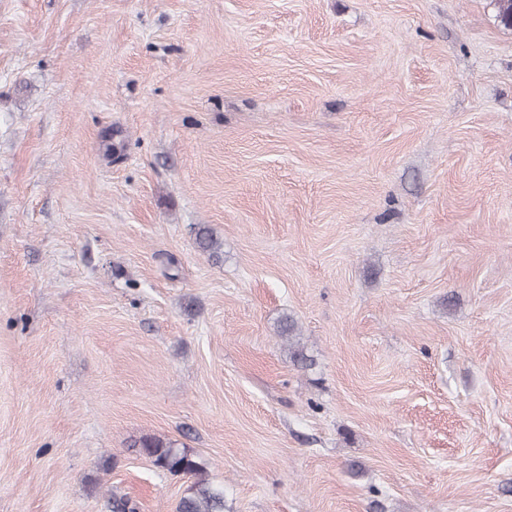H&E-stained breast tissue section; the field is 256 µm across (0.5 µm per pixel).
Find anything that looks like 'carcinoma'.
<instances>
[{
    "label": "carcinoma",
    "instance_id": "cac0c4a2",
    "mask_svg": "<svg viewBox=\"0 0 512 512\" xmlns=\"http://www.w3.org/2000/svg\"><path fill=\"white\" fill-rule=\"evenodd\" d=\"M197 244L202 251L212 256L217 255L222 247V242L207 226L198 228ZM277 335L286 343L293 361L305 366L311 363L305 354L297 324L292 318L286 316L280 320ZM138 445L142 453L154 463H163L170 474L194 477L188 493L179 502V512H224V487L206 479L204 463L160 437L145 436L138 441Z\"/></svg>",
    "mask_w": 512,
    "mask_h": 512
}]
</instances>
